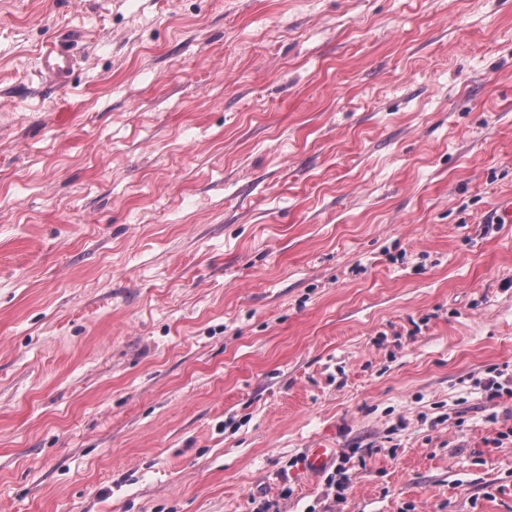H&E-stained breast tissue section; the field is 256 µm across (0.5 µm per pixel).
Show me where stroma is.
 <instances>
[{
	"mask_svg": "<svg viewBox=\"0 0 512 512\" xmlns=\"http://www.w3.org/2000/svg\"><path fill=\"white\" fill-rule=\"evenodd\" d=\"M509 198L512 0H0V512H512ZM74 63L69 50L62 39H54L49 42L41 55V68L52 79L59 83L68 80Z\"/></svg>",
	"mask_w": 512,
	"mask_h": 512,
	"instance_id": "obj_1",
	"label": "stroma"
}]
</instances>
